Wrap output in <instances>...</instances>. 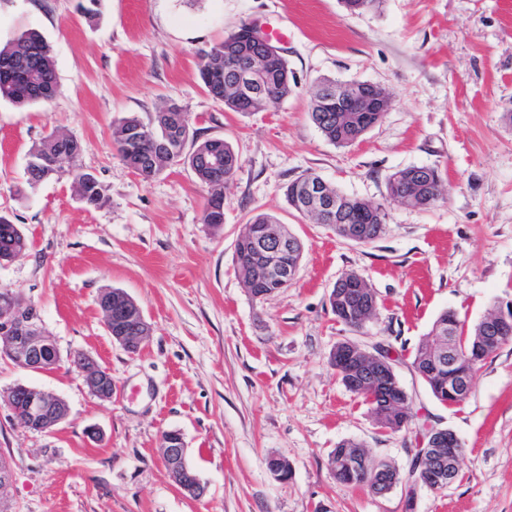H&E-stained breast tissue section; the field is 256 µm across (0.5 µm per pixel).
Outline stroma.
<instances>
[{"instance_id":"obj_1","label":"stroma","mask_w":512,"mask_h":512,"mask_svg":"<svg viewBox=\"0 0 512 512\" xmlns=\"http://www.w3.org/2000/svg\"><path fill=\"white\" fill-rule=\"evenodd\" d=\"M99 10L90 21L75 0H0V44L39 32L58 82L44 103L0 100V216L31 240L0 263V287L37 305L62 356L85 353L114 384L102 401L68 364L43 373L0 358V391L22 383L68 405L46 436L16 425L0 401L7 512H512V342L454 406L412 366L443 311L470 327L494 300L512 301V0H383L360 14L343 0H101ZM253 20L279 33L295 87L277 107L243 115L206 93L200 54ZM323 78L380 85L391 107L359 142L334 145L309 115ZM168 104L198 140L224 139L239 158L220 227L202 223L207 190L187 166L145 180L112 146L114 124L152 123ZM54 132L81 150L29 186L28 152ZM411 166L442 172L440 201L388 207L384 234L367 245L286 200L287 185L313 173L379 204L389 177ZM78 171L108 187L105 206L80 200ZM259 213L287 224L303 255L287 288L256 300L235 242ZM350 271L377 293L376 315L358 331L330 306ZM112 288L153 327L139 352L105 331L98 299ZM345 340L394 358L415 415L408 428H380L345 388L329 363ZM425 424L465 448L447 489L401 482L377 496L330 470V451L354 440L407 473ZM171 430L207 486L202 499L181 494L164 467ZM272 456L288 461L289 480L270 473Z\"/></svg>"}]
</instances>
